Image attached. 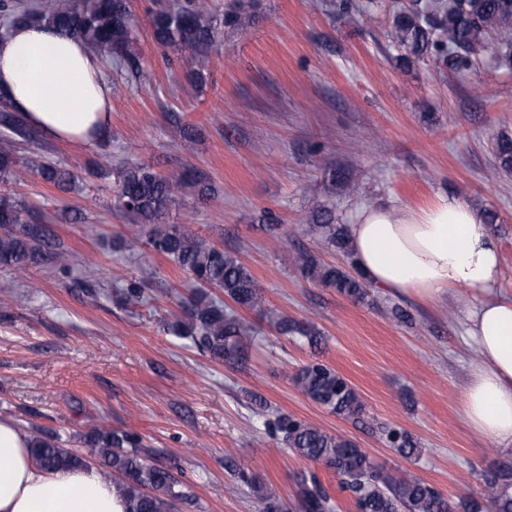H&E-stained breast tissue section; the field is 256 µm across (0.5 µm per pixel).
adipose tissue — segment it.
I'll use <instances>...</instances> for the list:
<instances>
[{"label": "adipose tissue", "mask_w": 512, "mask_h": 512, "mask_svg": "<svg viewBox=\"0 0 512 512\" xmlns=\"http://www.w3.org/2000/svg\"><path fill=\"white\" fill-rule=\"evenodd\" d=\"M102 63L80 41L41 23L0 41V100L27 124L63 140L99 141L111 133ZM356 266L376 287L437 302L467 291L473 299L467 339L478 366L463 401L469 426L512 445V299L496 287L500 252L479 211L439 198L419 210L368 205L350 227ZM110 476L85 463L47 471L27 436L0 417V512H126Z\"/></svg>", "instance_id": "1"}]
</instances>
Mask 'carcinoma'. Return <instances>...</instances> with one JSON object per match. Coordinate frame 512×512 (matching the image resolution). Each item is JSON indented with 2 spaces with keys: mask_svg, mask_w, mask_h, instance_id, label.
Listing matches in <instances>:
<instances>
[{
  "mask_svg": "<svg viewBox=\"0 0 512 512\" xmlns=\"http://www.w3.org/2000/svg\"><path fill=\"white\" fill-rule=\"evenodd\" d=\"M336 7L345 12L368 14L373 0H339ZM22 22H44L62 34L79 40L86 51L109 66L132 75L140 71L141 51L134 31L128 0H0V40ZM154 37L166 48L165 54L182 56L186 51L207 48L215 41L216 28L211 0H182L171 8L155 11L150 19ZM253 23L245 4L229 6L224 26L243 30ZM512 31V0H434L416 2L397 11L388 32L392 47L400 51L396 61L408 66L424 55L433 64L454 72L472 66L473 54L485 47L494 33ZM0 182L25 183L31 177L64 191L76 189L77 176L70 168L51 163V145L42 132L27 125L8 106L0 107ZM500 167L512 168V137L500 136L495 143ZM88 173L114 177L112 206L128 216L132 227L117 235L114 249L133 256L149 246L174 263L191 282L194 292L184 302L183 314L170 323L167 331L186 339L210 358L235 365L245 356L244 340L254 335L248 325L224 301L213 298L206 289H218L243 309L259 307L258 282L234 253L216 246L180 224L163 223L167 206L178 197L193 192L206 198L210 184L189 169L160 175L150 167L110 158L94 162ZM312 232L325 242L343 248L347 231L334 223L332 214L318 215ZM48 225L36 218V210L24 200L0 197V268L11 274L0 281L5 305H27L40 284L28 277L31 268L51 254L55 265L74 266L66 250H50ZM295 269L309 281L333 288L356 302L371 296V285L362 273L352 274L322 262L309 250L294 258ZM25 280V290L15 292L16 282ZM144 279L118 280L113 293L125 304L141 301ZM268 325L282 336H298L311 348L323 341L312 324L299 323L276 309L261 311ZM299 392L324 409L346 419L364 414V404L349 382L327 364L314 360L294 376ZM268 432L286 441L296 455L322 463L336 475L341 490L348 493L352 512H512V473L503 471L481 475L483 496L479 499L461 493L452 500L417 476L375 464L350 439L331 434L288 414H278L266 422ZM84 441L96 449L112 470L113 482L128 505L127 512H177V505H194L197 497L191 487L171 469L149 463L141 448V437L133 432L92 426ZM387 446L401 455L416 451L412 436L401 428L384 431ZM29 448L37 463L46 470L75 467L85 459L62 446L59 436L40 427H30ZM240 480L260 503L261 512H290L288 503L267 495L247 474ZM299 512H334L335 500L313 471L296 475Z\"/></svg>",
  "mask_w": 512,
  "mask_h": 512,
  "instance_id": "1",
  "label": "carcinoma"
}]
</instances>
